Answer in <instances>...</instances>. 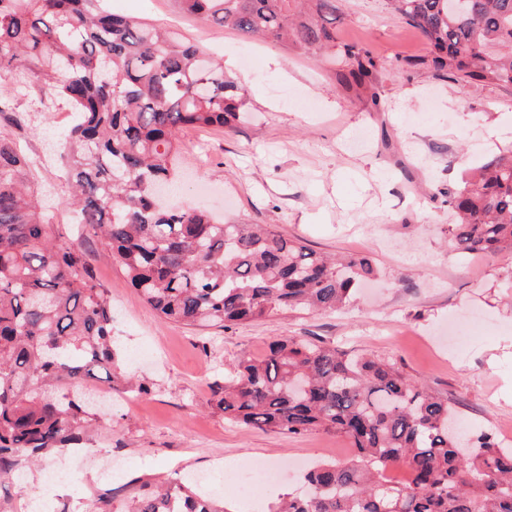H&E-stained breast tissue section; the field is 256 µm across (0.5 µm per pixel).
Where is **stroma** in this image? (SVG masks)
<instances>
[{
  "mask_svg": "<svg viewBox=\"0 0 512 512\" xmlns=\"http://www.w3.org/2000/svg\"><path fill=\"white\" fill-rule=\"evenodd\" d=\"M110 9L178 32L222 57L247 102L233 129L179 134V206L205 208L242 223L268 224L313 250L362 254L379 270L351 302L331 313L288 312L228 329L161 321L129 285L123 268L95 240L86 248L112 300L113 336L123 368L145 383L136 406L113 395L85 448L28 468L5 512H101L173 472L223 497L228 512H267L293 490L301 465L346 463L355 456L340 435L288 436L225 418L212 402L236 364L290 337L322 341L396 363L444 397L466 432L506 447L512 430V301L500 287L512 255L461 259L449 246L443 189L461 182L498 148L512 143V86L461 84L420 65L422 35L384 0H344L336 21L343 44L377 57L405 59L381 77L378 104L366 87L346 88L332 59L251 38L180 13L175 0H107ZM27 94L5 89L0 135L33 163L32 180L63 239L78 225L63 202L67 179L51 161L69 127L58 105L32 121ZM277 466L275 485L250 499L225 484L228 470ZM65 475L47 485V470Z\"/></svg>",
  "mask_w": 512,
  "mask_h": 512,
  "instance_id": "stroma-1",
  "label": "stroma"
}]
</instances>
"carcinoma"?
I'll use <instances>...</instances> for the list:
<instances>
[{
  "instance_id": "obj_1",
  "label": "carcinoma",
  "mask_w": 512,
  "mask_h": 512,
  "mask_svg": "<svg viewBox=\"0 0 512 512\" xmlns=\"http://www.w3.org/2000/svg\"><path fill=\"white\" fill-rule=\"evenodd\" d=\"M183 12L247 36L289 41L339 61L342 80L377 82L404 64L336 42L341 0H176ZM423 35L430 57L410 62L458 83L512 85V0H386ZM104 0H0V81L41 85L39 102L66 104L78 121L62 139L72 183L65 206L101 241L164 321L224 329L288 312L324 313L375 274L365 256H331L272 227L219 221L203 208H168L159 191L175 174L185 127H230L245 99L198 45ZM31 161L0 136V489L23 468L75 448L98 428L88 382L121 371L106 289L83 241L61 242L27 184ZM448 236L464 258L512 254V145L442 192ZM216 407L247 427L345 436L355 459L323 462L303 490L268 512H512V450L471 438L448 400L389 362L353 358L289 338L241 361ZM394 463L408 480L384 478ZM109 512H226L179 474Z\"/></svg>"
}]
</instances>
